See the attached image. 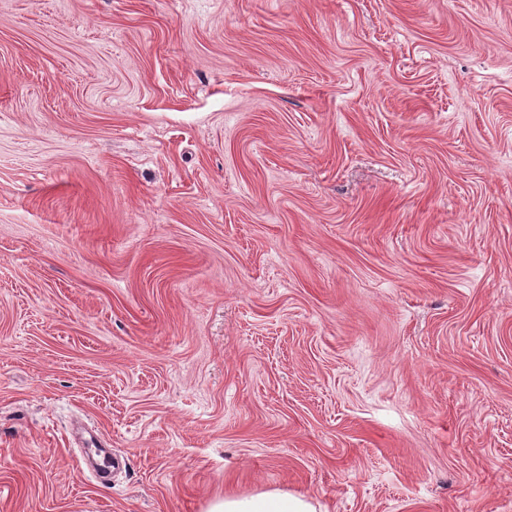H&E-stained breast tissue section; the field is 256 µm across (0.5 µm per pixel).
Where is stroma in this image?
Masks as SVG:
<instances>
[{
    "label": "stroma",
    "mask_w": 512,
    "mask_h": 512,
    "mask_svg": "<svg viewBox=\"0 0 512 512\" xmlns=\"http://www.w3.org/2000/svg\"><path fill=\"white\" fill-rule=\"evenodd\" d=\"M276 489L512 512V0H0V512Z\"/></svg>",
    "instance_id": "stroma-1"
}]
</instances>
